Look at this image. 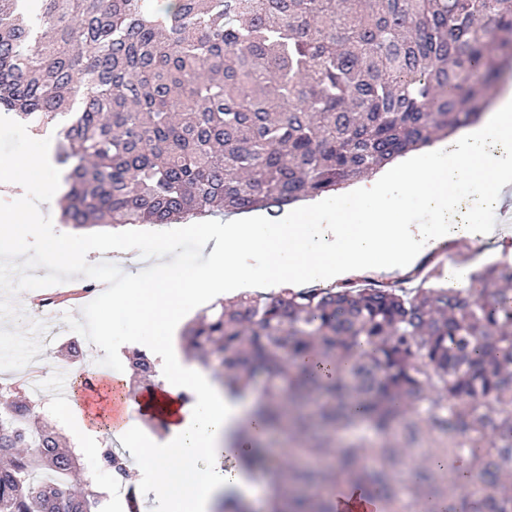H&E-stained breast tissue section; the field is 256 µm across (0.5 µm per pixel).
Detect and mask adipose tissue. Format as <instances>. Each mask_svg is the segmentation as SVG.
<instances>
[{
	"label": "adipose tissue",
	"instance_id": "1",
	"mask_svg": "<svg viewBox=\"0 0 512 512\" xmlns=\"http://www.w3.org/2000/svg\"><path fill=\"white\" fill-rule=\"evenodd\" d=\"M51 150L0 163V186L14 189L24 207L37 211L51 197L46 176ZM470 181L484 199L502 204L512 189V88L499 95L486 117L439 143L424 160L392 163L382 178L363 179L350 198L331 197L315 209H299L269 230L261 216H242L225 227L209 226L199 236L200 265L181 270L163 265L148 279H130L112 295L110 310L129 322L132 337L147 355L162 357V389L173 419L164 439L151 450L149 494L166 512H210L215 496L235 491L252 497L250 473L232 466L239 454L232 436L251 418L255 394L230 397L172 342L179 317L202 299L241 283L299 289L320 280L353 275H393L412 266L421 246L445 241H492L475 224H424L380 203L383 190L419 197L433 212L458 210L452 192L457 179ZM209 470H199L201 458Z\"/></svg>",
	"mask_w": 512,
	"mask_h": 512
}]
</instances>
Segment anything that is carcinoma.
<instances>
[{
    "instance_id": "cac0c4a2",
    "label": "carcinoma",
    "mask_w": 512,
    "mask_h": 512,
    "mask_svg": "<svg viewBox=\"0 0 512 512\" xmlns=\"http://www.w3.org/2000/svg\"><path fill=\"white\" fill-rule=\"evenodd\" d=\"M508 73L512 0H0V108L61 124L74 229L281 211L476 122ZM445 277L246 292L184 332L288 447L242 460L265 512H335L345 482L381 512H512V258ZM129 360L154 385V360ZM37 420L0 386V512H98L79 451Z\"/></svg>"
}]
</instances>
